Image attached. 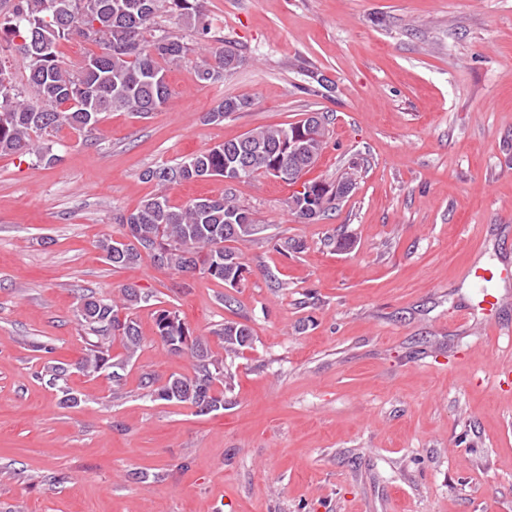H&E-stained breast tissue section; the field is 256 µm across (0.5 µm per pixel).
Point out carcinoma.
I'll return each instance as SVG.
<instances>
[{
  "label": "carcinoma",
  "mask_w": 512,
  "mask_h": 512,
  "mask_svg": "<svg viewBox=\"0 0 512 512\" xmlns=\"http://www.w3.org/2000/svg\"><path fill=\"white\" fill-rule=\"evenodd\" d=\"M203 0H7L0 7V41L28 62V75L17 79L0 65V155L29 157L37 165L53 166L60 156L53 152L51 138L64 127L83 141H93L100 124L111 112H133L148 118L164 108L171 98L168 67L191 51L183 38L156 29L161 9H174L185 26L197 35L205 55L195 65L201 85H211L234 73L242 56L224 40L212 35L205 20ZM96 43L101 53L86 57L76 68L59 58L58 44L69 38ZM244 98L227 97L204 113L206 124H221L224 118L249 108ZM329 115L309 112L297 122L253 128L240 137L201 151L172 165L143 171L142 179L154 190L132 211L116 216L120 235H107L97 248L114 268L130 267L143 257L165 252L159 267L184 277L204 275L226 286L245 280V265L235 244L260 233L249 208L232 193L201 196L182 206L170 203V187L224 176V169L238 168L241 182L261 176H276V167L286 155L281 149L287 132L303 136L302 146L291 158V172L284 182L292 185L317 163L328 135ZM315 197L316 211L305 209L298 194L288 197V210L304 223L319 221L338 209L336 197L324 187L326 181H304ZM152 295L136 284H126L109 298L91 291L78 296L76 321L85 338L82 357L73 364L56 360L43 363L35 377L56 392L59 404L75 408L89 397L69 385L72 371L105 375L119 386L133 358L144 345L136 318L140 304ZM157 342L169 355L183 356L190 364L187 374L162 377L141 371L138 388L144 396L174 405H188L204 415L223 409L224 391L231 376L224 357L251 346L253 334L244 322L226 320L213 331L224 352L212 349L207 337L194 334L172 308L155 311ZM119 344L123 352L112 355Z\"/></svg>",
  "instance_id": "obj_1"
}]
</instances>
